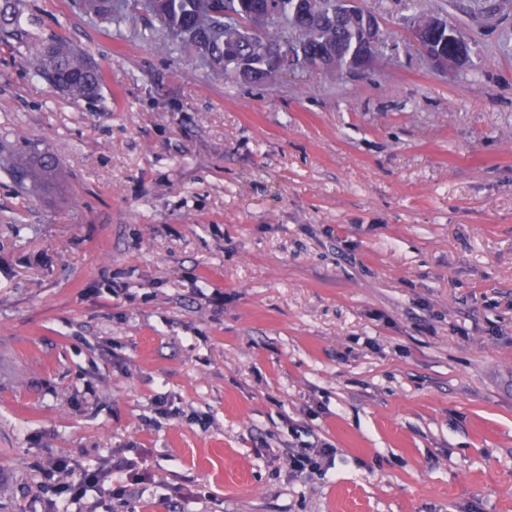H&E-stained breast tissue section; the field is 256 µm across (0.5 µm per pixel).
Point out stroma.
Here are the masks:
<instances>
[{
	"label": "stroma",
	"mask_w": 512,
	"mask_h": 512,
	"mask_svg": "<svg viewBox=\"0 0 512 512\" xmlns=\"http://www.w3.org/2000/svg\"><path fill=\"white\" fill-rule=\"evenodd\" d=\"M361 0L391 44L331 79H215L147 15L22 0L103 74L0 41V512H512V0ZM470 48L433 65L411 18ZM321 443V472L288 454ZM18 1L5 0L6 4L0 7V37L22 49L20 52L28 69L52 88L74 100L100 95L102 74L99 68L66 39L35 38L20 21ZM78 3L79 9L86 10L89 14L106 17L116 23H132L133 17L127 9V1L125 0H93L94 7L88 8L83 0ZM51 472L53 476L57 474L62 479H66L62 493H66L68 497L65 498L64 506L71 500L83 497L88 489L101 487L110 474L108 470L100 468L94 470H83L75 480L68 481L67 479L74 475V472L73 467L64 460L53 462L51 465Z\"/></svg>",
	"instance_id": "obj_1"
}]
</instances>
